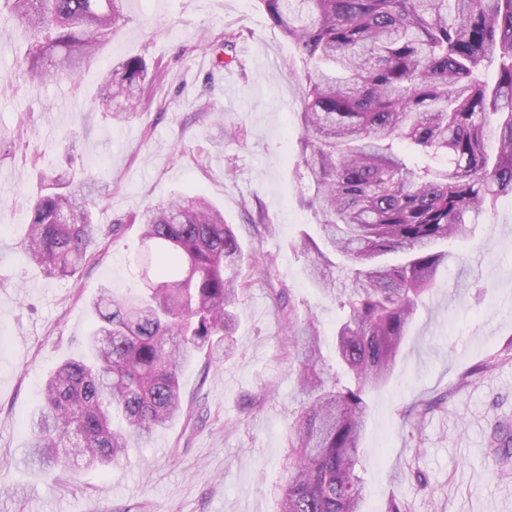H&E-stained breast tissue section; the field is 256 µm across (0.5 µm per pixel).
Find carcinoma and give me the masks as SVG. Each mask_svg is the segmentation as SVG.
I'll return each instance as SVG.
<instances>
[{
    "mask_svg": "<svg viewBox=\"0 0 512 512\" xmlns=\"http://www.w3.org/2000/svg\"><path fill=\"white\" fill-rule=\"evenodd\" d=\"M125 0H0V23L23 37L25 80L73 82L126 25ZM294 47L303 204L321 228L308 278L342 311L324 367L313 317L288 310L297 382L277 512H363L360 445L366 397L386 384L419 302L476 218L512 197V0H259ZM149 66L125 55L99 97L118 123L145 108ZM445 157L448 164L436 165ZM111 184L46 171L19 247L47 278L72 276L103 229L94 197ZM139 225L138 291L103 289L90 358L50 372L26 429L24 460L68 471L108 468L183 411L179 376L198 356L235 350V314L249 261L224 213L204 194L149 204ZM343 257L338 265L330 255ZM512 428L487 448L512 466Z\"/></svg>",
    "mask_w": 512,
    "mask_h": 512,
    "instance_id": "carcinoma-1",
    "label": "carcinoma"
}]
</instances>
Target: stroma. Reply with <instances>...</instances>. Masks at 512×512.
I'll list each match as a JSON object with an SVG mask.
<instances>
[{
	"mask_svg": "<svg viewBox=\"0 0 512 512\" xmlns=\"http://www.w3.org/2000/svg\"><path fill=\"white\" fill-rule=\"evenodd\" d=\"M127 24L75 84L36 89L16 64L19 33L0 25V512H276L288 412L300 396L282 315H313L333 355L340 310L307 278L294 245L316 234L297 173L303 65L257 0H126ZM238 35L216 67L209 41ZM142 55L163 74L150 103L113 124L96 96L115 59ZM104 172L96 202L107 233L74 277L45 278L16 245L30 196L53 167ZM205 193L234 224L262 273L244 268L233 356L196 359L180 375L184 407L111 470L70 474L25 465L24 431L47 373L85 350L101 288L138 278L137 226L112 222L174 193ZM419 304L387 383L368 398L361 475L364 512H512V469L497 468L490 429L512 424V200L456 243ZM433 403L426 414L415 404Z\"/></svg>",
	"mask_w": 512,
	"mask_h": 512,
	"instance_id": "35a3bbf8",
	"label": "stroma"
}]
</instances>
